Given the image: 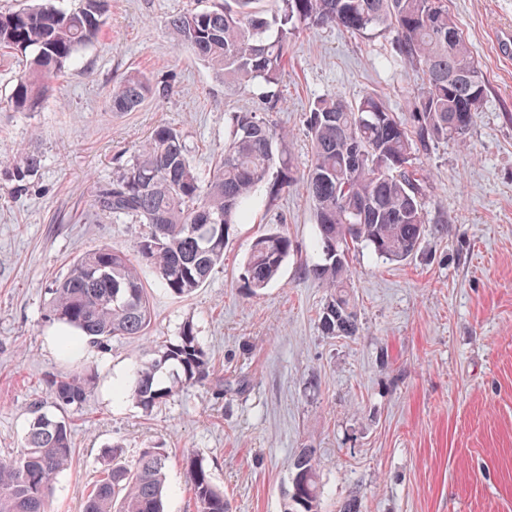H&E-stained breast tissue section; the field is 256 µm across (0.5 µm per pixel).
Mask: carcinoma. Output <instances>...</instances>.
Returning <instances> with one entry per match:
<instances>
[{
	"mask_svg": "<svg viewBox=\"0 0 512 512\" xmlns=\"http://www.w3.org/2000/svg\"><path fill=\"white\" fill-rule=\"evenodd\" d=\"M111 8L112 0H84L74 10L42 3L0 11V50L29 58L16 78L9 109L40 111L78 49L100 37ZM324 26L362 39L392 34L396 52L417 77L405 117L374 92L354 101L341 95L320 98L307 117L312 159L302 186L314 206L313 245L324 257L312 274L331 288L321 315L324 329L350 339L359 326L348 284L349 252L367 248L391 262L414 254L425 233L429 192L428 176L414 156L435 141L457 143L468 133L483 109L486 82L447 0H224L208 10L170 16L168 32L224 82L253 87L279 83L296 35ZM152 94L145 75L130 74L112 86V111H132ZM457 100L471 107L468 127L461 131L448 126ZM228 123L224 155L208 171L193 163L178 129L159 126L132 163L94 192V207L117 222L146 224L148 233L135 256L101 247L78 257L49 289L48 318L79 332L63 341L64 355H70L74 339L106 350L114 339L145 335L153 307L144 273H154L175 297L190 295L224 265L229 229L251 212L259 185L269 179L281 188L292 185L288 162L275 163L273 153L274 139L287 138V132L276 131L255 112H235ZM352 141L361 150L355 163L346 154ZM40 163L22 148L12 161L21 181ZM292 248L282 230L257 236L239 288L247 295L267 288ZM92 378L93 372L80 369L67 377L49 375L44 384L56 405L78 411ZM209 378L208 353L188 322L176 342L137 369L129 394L149 411L180 386ZM72 456L69 421L35 410L22 448L0 458V512H49L53 480ZM167 463L162 448H148L130 463L112 448V460L93 481L83 512H163ZM186 475L196 512H230L201 461L188 458ZM290 483L289 512H319L314 449L295 456Z\"/></svg>",
	"mask_w": 512,
	"mask_h": 512,
	"instance_id": "cac0c4a2",
	"label": "carcinoma"
}]
</instances>
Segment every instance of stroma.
Returning a JSON list of instances; mask_svg holds the SVG:
<instances>
[{
  "label": "stroma",
  "instance_id": "35a3bbf8",
  "mask_svg": "<svg viewBox=\"0 0 512 512\" xmlns=\"http://www.w3.org/2000/svg\"><path fill=\"white\" fill-rule=\"evenodd\" d=\"M211 4L112 0L102 36L79 50L38 112L9 109L19 66L0 55V458L20 448L35 408L55 411L45 376L89 367L96 377L71 416L73 460L54 480L50 512H81L116 445L129 461L166 449L164 512H193L189 455L232 512H285L290 465L303 448L316 451L320 512H339L353 495L359 512H512V57L495 39L512 30V0H447L484 73V107L462 142L438 141L418 156L430 192L414 255L397 263L351 254L360 323L352 339L323 329L328 291L310 273L323 257L312 247L313 205L301 185L312 158L308 109L319 97L375 92L404 114L412 72L395 58L391 35L307 29L291 46L284 99L266 108L173 46L169 17ZM138 71L156 95L113 111V83ZM252 110L287 131L280 149L294 185L258 188L254 210L230 230L223 268L191 296L172 297L149 280L146 336L64 357L45 316L47 289L83 254L104 246L134 254L147 230L95 211L96 187L161 125L179 129L195 165L207 169L224 152L225 113ZM21 146L41 165L20 185L10 157ZM273 226L293 249L267 288L244 295L243 257ZM188 322L212 379L143 411L128 393L137 366ZM222 379L244 380L245 389L220 393Z\"/></svg>",
  "mask_w": 512,
  "mask_h": 512
}]
</instances>
